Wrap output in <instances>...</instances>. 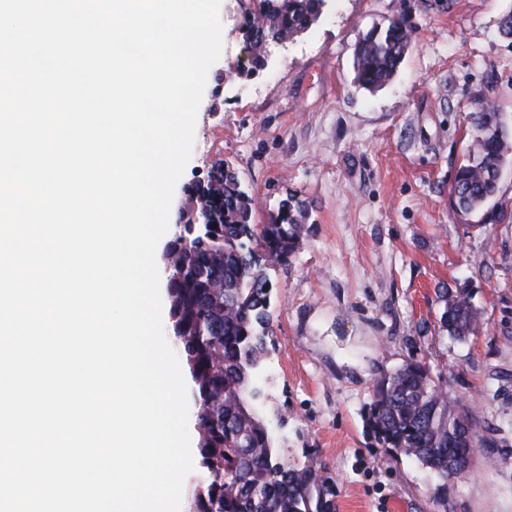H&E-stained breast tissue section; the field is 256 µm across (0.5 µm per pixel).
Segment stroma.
Instances as JSON below:
<instances>
[{"instance_id":"obj_1","label":"stroma","mask_w":512,"mask_h":512,"mask_svg":"<svg viewBox=\"0 0 512 512\" xmlns=\"http://www.w3.org/2000/svg\"><path fill=\"white\" fill-rule=\"evenodd\" d=\"M411 10L419 29L396 76L371 92L354 49ZM512 0H328L303 34L249 73L238 0H221L222 52L209 69L192 155L176 184L170 234L188 187L216 160L253 197L254 220L305 200L302 247L272 267L269 353L256 383L282 459L314 466L332 512H512V216L464 219L448 190L474 129L477 98L512 134ZM469 284L475 336L442 330L439 294ZM469 400L485 438L475 472L440 483L387 452L369 420L375 374L409 359Z\"/></svg>"}]
</instances>
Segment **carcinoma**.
Segmentation results:
<instances>
[{"label":"carcinoma","instance_id":"carcinoma-1","mask_svg":"<svg viewBox=\"0 0 512 512\" xmlns=\"http://www.w3.org/2000/svg\"><path fill=\"white\" fill-rule=\"evenodd\" d=\"M324 0H244L240 29L251 43L254 68L265 66L271 43L316 24ZM418 29L407 12L371 29L354 53L356 83L379 90L397 74ZM475 135L456 168L449 195L453 208L485 221L497 197V173L512 152L499 112L476 101ZM195 212L208 216L190 244L177 234L167 253L174 266L166 287L169 324L192 382L204 480L191 496L190 512H330L325 481L311 468L281 461L253 408L261 392L252 385L255 363L268 353V268L285 264L301 248L304 201L286 200L272 224L254 223L253 198L236 172L220 161L207 179L189 187ZM440 324L464 340L483 321L469 289H443ZM369 420L376 440L412 456L446 481L472 473L483 444L473 410L449 394L430 367L410 359L374 380Z\"/></svg>","mask_w":512,"mask_h":512}]
</instances>
